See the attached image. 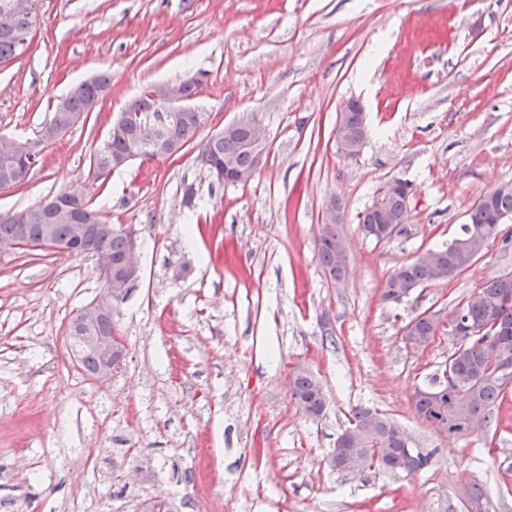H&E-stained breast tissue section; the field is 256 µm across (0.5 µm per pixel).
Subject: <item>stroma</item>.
Returning <instances> with one entry per match:
<instances>
[{
    "instance_id": "35a3bbf8",
    "label": "stroma",
    "mask_w": 512,
    "mask_h": 512,
    "mask_svg": "<svg viewBox=\"0 0 512 512\" xmlns=\"http://www.w3.org/2000/svg\"><path fill=\"white\" fill-rule=\"evenodd\" d=\"M26 53L0 64V134L38 138L58 99L99 71L95 113L45 145L0 213L80 185L113 113L148 84L208 79L199 138L244 113L268 144L255 177L224 185L195 150L133 161L90 187L100 216L133 227L140 271L114 305L127 355L104 379L67 330L101 293L92 258L0 257V512H512V385L476 433H437L414 397L456 339L448 320L512 252L396 303L388 272L448 242L470 206L512 181V0H36ZM363 106L357 158L336 119ZM413 184L404 234L366 237L363 211L390 177ZM193 187L192 206L182 202ZM339 197L349 274L332 285L315 253L323 204ZM439 312L435 341L402 326ZM305 366L317 417L294 403ZM370 407L432 453L412 474L331 469L352 411ZM483 491L480 503L468 498ZM291 398L297 406L311 415L320 416L326 406V396L319 382L304 369L293 372Z\"/></svg>"
}]
</instances>
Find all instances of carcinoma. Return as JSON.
<instances>
[{
	"mask_svg": "<svg viewBox=\"0 0 512 512\" xmlns=\"http://www.w3.org/2000/svg\"><path fill=\"white\" fill-rule=\"evenodd\" d=\"M11 0H0V18L8 19L7 24L0 23V62L20 55V43L35 23L32 13H11ZM110 77L106 73L84 81L75 86L64 102L57 105L51 122L41 129H51L56 134L64 133L71 126L87 119L92 113L96 99L110 89ZM152 85H147L140 96L131 100L124 112V133L120 136L108 135L107 140L91 157L86 171L85 183L93 185L101 180L102 171L114 170V163L124 159L126 162L162 160L161 151L165 150L170 136L177 137L182 146L197 143L194 157L196 165L210 176L224 172L229 167L228 180L237 184L236 175L256 173L259 167L257 153L247 145L248 129L238 125L229 132L210 136L207 140L196 142L200 123L190 112H168L165 121L159 122L158 112L147 99ZM343 127L352 131H361L365 127L361 106L351 101L340 115ZM38 158L17 153L6 160L0 156V192L9 190L28 179ZM411 184L405 180L384 195L383 214L390 225L403 224L407 202L411 196ZM512 218V185L505 186L491 200L479 198L467 211L464 224L448 244L435 249L437 267L443 273H434L424 260L415 259L393 269L383 284L382 298L397 302L409 295L414 289L439 280L454 278L471 268L493 245H499L501 251L512 249V229L505 226L503 218ZM79 223L85 225L86 238L94 241L97 248L112 259V277L122 279L123 260L129 248V235L119 226L104 220L86 199L79 208ZM28 227L26 237L35 242L46 232L60 241H70L73 250L67 256L82 253L84 243L74 236L75 225L68 220L58 219L49 211V206L37 204L32 207L0 214V241L15 242L20 238L18 225ZM344 252L340 229L334 223L322 225L316 242V257L326 277L334 281L347 273V268L339 254ZM469 318L470 322H479L489 327V332L477 337L471 349L462 352L453 362L455 372V392L440 393L434 389L420 390L416 393L414 409L418 416L447 420V435L464 436V424L473 416L490 418L494 409L504 398V385L496 373L497 366L490 358L493 351L499 357L512 360V335L501 336L496 325L512 326V293L505 292L497 277L487 279L481 288L457 311L455 318ZM414 329L422 337L433 336L439 322L432 317L417 315L414 317ZM79 360L84 370L91 376H98L101 367L97 354L91 351L79 352ZM291 398L297 406L311 415H321L326 406V396L319 382L304 369L293 372ZM372 409L356 408L352 412L347 429L356 432L350 442L352 448L374 457L381 455L375 470L389 473L417 472L431 462V454L409 453L393 435L394 421L381 416L373 422L367 433H362L364 420Z\"/></svg>",
	"mask_w": 512,
	"mask_h": 512,
	"instance_id": "cac0c4a2",
	"label": "carcinoma"
}]
</instances>
